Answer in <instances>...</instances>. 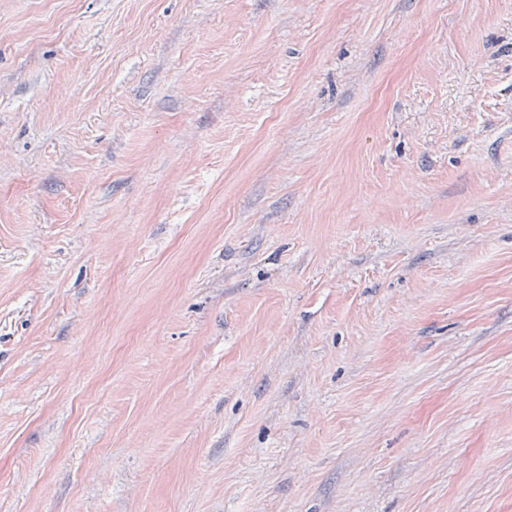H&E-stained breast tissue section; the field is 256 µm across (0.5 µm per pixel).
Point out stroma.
<instances>
[{
  "label": "stroma",
  "instance_id": "stroma-1",
  "mask_svg": "<svg viewBox=\"0 0 512 512\" xmlns=\"http://www.w3.org/2000/svg\"><path fill=\"white\" fill-rule=\"evenodd\" d=\"M0 512H512V0H0Z\"/></svg>",
  "mask_w": 512,
  "mask_h": 512
}]
</instances>
